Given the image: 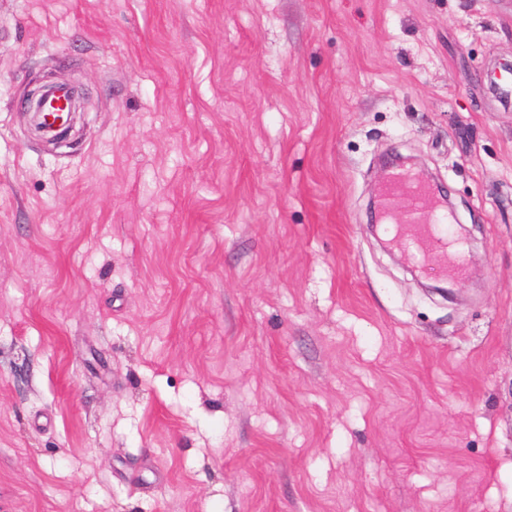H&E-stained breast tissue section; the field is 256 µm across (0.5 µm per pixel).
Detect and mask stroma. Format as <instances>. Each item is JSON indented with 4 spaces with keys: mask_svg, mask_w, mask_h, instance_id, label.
Segmentation results:
<instances>
[{
    "mask_svg": "<svg viewBox=\"0 0 512 512\" xmlns=\"http://www.w3.org/2000/svg\"><path fill=\"white\" fill-rule=\"evenodd\" d=\"M501 64L512 0H0V512H512ZM397 157L458 300L369 229ZM38 83V84H37ZM37 84L35 87L34 85ZM58 84H64L74 90L78 91L75 85L63 83L59 81V77L55 72H48L41 77L35 79L29 83L27 89L22 95L19 103V112H24L25 115H30L35 128L40 132V128L43 129L45 126L37 125L36 120L38 116L43 114V106L48 98L51 96L55 87L60 86Z\"/></svg>",
    "mask_w": 512,
    "mask_h": 512,
    "instance_id": "35a3bbf8",
    "label": "stroma"
}]
</instances>
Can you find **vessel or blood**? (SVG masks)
Wrapping results in <instances>:
<instances>
[{
  "label": "vessel or blood",
  "mask_w": 512,
  "mask_h": 512,
  "mask_svg": "<svg viewBox=\"0 0 512 512\" xmlns=\"http://www.w3.org/2000/svg\"><path fill=\"white\" fill-rule=\"evenodd\" d=\"M431 190L414 177L403 174L395 176L386 189L383 202L388 211H396L401 204H408L407 217L402 227L400 242L413 250L418 262L436 263L441 274L448 279L460 280L467 273L464 257H457L452 264L443 259L452 245L450 225L453 221L447 208L427 205Z\"/></svg>",
  "instance_id": "1"
}]
</instances>
